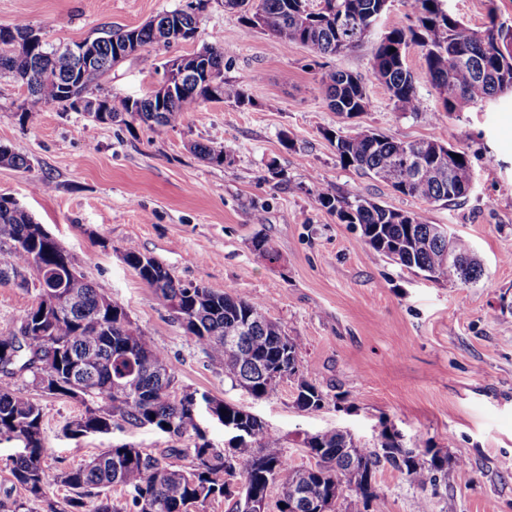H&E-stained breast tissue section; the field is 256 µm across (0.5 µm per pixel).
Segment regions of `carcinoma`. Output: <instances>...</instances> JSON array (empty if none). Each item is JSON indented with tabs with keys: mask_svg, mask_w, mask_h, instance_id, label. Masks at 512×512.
Returning <instances> with one entry per match:
<instances>
[{
	"mask_svg": "<svg viewBox=\"0 0 512 512\" xmlns=\"http://www.w3.org/2000/svg\"><path fill=\"white\" fill-rule=\"evenodd\" d=\"M203 0H186L180 8L157 16L132 30L109 29L92 39L100 64L87 76L74 75L70 58L62 46L44 39L27 45L16 37L32 30L26 23L0 26V78L7 76L27 87L20 123L32 122L47 106L90 112L82 101L103 94L99 78L126 56L117 49L135 34L139 47L170 46L186 40L196 29ZM388 0H258L246 23L268 30L279 44L297 42L324 55H340L359 47L370 33L369 23L382 15ZM443 0H407L417 26L393 27L375 45L372 70L375 79L402 112L420 111L413 72L406 62V49L420 48L425 70L446 112L466 106L485 107L499 94L512 92V24L488 14L483 30L463 24L442 8ZM395 52H390V48ZM223 48H209V69L219 77L215 85L203 76L183 82L182 90L159 102L153 95L133 100L127 115L153 129L175 127L184 113L209 101L232 99L240 106L250 103L242 90L224 81ZM328 105L348 117L365 112L368 99L360 78L343 70L330 71L319 80ZM336 154L347 166L386 180L398 193L430 203L445 205L466 198L471 190L468 155L449 144L426 140L430 149L448 154L442 168L424 159L418 171L407 161L419 142L397 141L370 126H359L350 135H333ZM193 152L214 166L224 165V146L195 143ZM460 155L461 159L454 158ZM0 164L30 169L27 157L0 144ZM320 204L342 224H357L362 237L376 254L425 276L463 284L483 275L472 256L471 246L461 237H450L440 225L430 223L421 211L384 207L361 195H344L324 187ZM0 282L31 284L22 274L37 266L43 281L34 287L36 302L21 318L18 328L0 333V442L26 439L28 451L12 459V482L22 487L30 500H40L53 485L64 486L70 495L49 512H199L216 496L224 495L228 478L241 477L244 489L234 502L233 512H256L254 497L268 496L278 485L280 499L292 492L302 494L299 512H317L319 503L344 505V512H370L379 494L363 482V474L376 473L383 463L406 474L422 488L436 487L448 480V454L433 450L428 443L407 446L392 437L388 427L379 433L375 448H360L341 430L308 434L303 447L315 459L309 468H296L282 452L281 438L256 416L222 400H213L224 419L246 429V441L229 451L216 449L197 422L194 396L206 394L169 391L175 369L165 349L156 346L125 309L97 291L78 271L71 256L50 241L42 225L10 197L0 195ZM256 257L268 263L278 260L268 240H255ZM124 262L152 288L171 312L188 319L187 332L211 361L224 370V377L252 397L270 396L277 384L269 373L289 376L300 368L303 347L272 321L263 303L231 292L201 285H185L158 260L130 244ZM29 376L42 389L52 379L55 389L47 397H66L82 405L81 412L67 425L69 436L105 435L114 425L150 428L174 437L194 439L193 460L182 469L124 443L101 449L86 463L57 470L44 464L41 405L12 379ZM121 393L111 391L114 382ZM325 396L313 383L301 379L295 406L301 411L317 410ZM124 500L110 497L112 488ZM339 499L327 501L330 494Z\"/></svg>",
	"mask_w": 512,
	"mask_h": 512,
	"instance_id": "1",
	"label": "carcinoma"
}]
</instances>
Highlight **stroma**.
I'll list each match as a JSON object with an SVG mask.
<instances>
[{"instance_id":"obj_1","label":"stroma","mask_w":512,"mask_h":512,"mask_svg":"<svg viewBox=\"0 0 512 512\" xmlns=\"http://www.w3.org/2000/svg\"><path fill=\"white\" fill-rule=\"evenodd\" d=\"M183 0H0V25L22 21L54 44L79 42L107 27H137ZM480 30L489 14L512 21V0H444ZM406 0L387 10L365 43L340 56L299 43L274 45L270 32L244 23L224 0H209L193 39L149 45L100 79L113 106L143 98L163 65L207 46H224V77L249 105L206 102L173 128L140 121L100 124L85 113L49 106L20 124L25 86L0 79V143L25 155L30 170L0 166V195L16 199L43 224L100 292L122 305L175 368L177 388L207 393L257 416L281 438L297 466L312 462L305 435L351 434L378 443L382 423L406 444L430 441L447 453L448 482L420 488L382 467L380 512H512V97L450 114L432 87L418 47H410L423 107L398 111L375 79L372 48L394 25L413 24ZM358 75L368 107L354 119L334 112L319 88L331 70ZM376 128L400 141L438 140L468 154L473 187L465 200L435 206L393 191L343 166L325 131ZM226 145L224 166L189 149ZM280 174L272 176L268 166ZM46 181L51 191H36ZM360 194L467 239L482 277L462 284L427 278L374 254L359 225L343 224L318 201L321 187ZM263 223H256V214ZM279 254L258 261L256 239ZM136 245L175 278L260 300L267 315L303 346L300 372L325 394L317 410L294 404L297 380L255 399L233 386L188 335L122 253ZM36 299L33 289L0 285V332L15 328ZM46 462L85 463L101 448L130 443L153 454L194 442L149 429L113 428L71 438L64 427L80 411L68 398L39 397Z\"/></svg>"}]
</instances>
